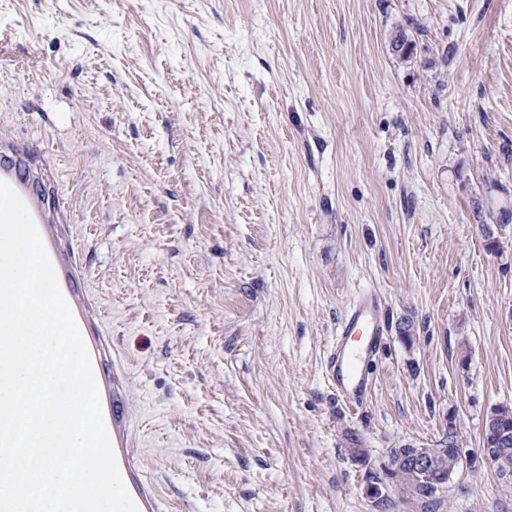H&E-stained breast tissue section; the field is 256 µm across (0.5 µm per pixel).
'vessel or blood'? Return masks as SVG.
<instances>
[{"label":"vessel or blood","instance_id":"vessel-or-blood-1","mask_svg":"<svg viewBox=\"0 0 512 512\" xmlns=\"http://www.w3.org/2000/svg\"><path fill=\"white\" fill-rule=\"evenodd\" d=\"M0 166L7 168L5 181L24 201L38 230H45L50 215L42 196L32 189L38 174L31 158L1 144ZM61 293L72 309L90 355L104 422L124 484L138 512H163L164 504L158 492L138 468L129 439L128 413L118 393V381L107 373V364L112 359L111 341L95 332L94 317L77 279H70L68 287L62 288ZM385 331L379 292L373 288L363 289L339 321L336 337L325 357L327 378L347 404L359 405L366 397L369 377L364 365L377 353Z\"/></svg>","mask_w":512,"mask_h":512}]
</instances>
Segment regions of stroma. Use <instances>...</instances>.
Returning a JSON list of instances; mask_svg holds the SVG:
<instances>
[{
  "mask_svg": "<svg viewBox=\"0 0 512 512\" xmlns=\"http://www.w3.org/2000/svg\"><path fill=\"white\" fill-rule=\"evenodd\" d=\"M1 29L0 142L52 173L166 512H404L350 433L478 455L512 406V224L481 231L512 210V0H0ZM364 288L389 331L349 406L324 357ZM428 512L512 491L468 468Z\"/></svg>",
  "mask_w": 512,
  "mask_h": 512,
  "instance_id": "1",
  "label": "stroma"
}]
</instances>
